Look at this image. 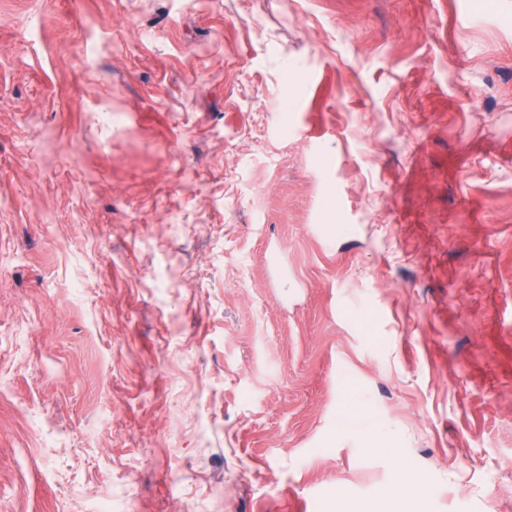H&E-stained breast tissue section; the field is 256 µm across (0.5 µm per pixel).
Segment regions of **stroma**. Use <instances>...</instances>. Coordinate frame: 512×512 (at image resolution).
<instances>
[{
    "label": "stroma",
    "instance_id": "stroma-1",
    "mask_svg": "<svg viewBox=\"0 0 512 512\" xmlns=\"http://www.w3.org/2000/svg\"><path fill=\"white\" fill-rule=\"evenodd\" d=\"M400 507L512 512V0H0V512Z\"/></svg>",
    "mask_w": 512,
    "mask_h": 512
}]
</instances>
